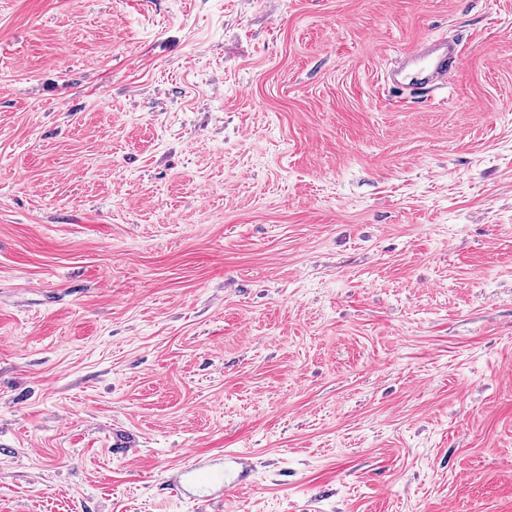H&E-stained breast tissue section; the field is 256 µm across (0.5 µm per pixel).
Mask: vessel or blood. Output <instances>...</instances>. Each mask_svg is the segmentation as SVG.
<instances>
[{
  "mask_svg": "<svg viewBox=\"0 0 512 512\" xmlns=\"http://www.w3.org/2000/svg\"><path fill=\"white\" fill-rule=\"evenodd\" d=\"M461 64V51L447 41L425 40L405 52L397 66L387 72L395 88H415L424 84H445Z\"/></svg>",
  "mask_w": 512,
  "mask_h": 512,
  "instance_id": "b4317fda",
  "label": "vessel or blood"
}]
</instances>
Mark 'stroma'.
Here are the masks:
<instances>
[{
    "label": "stroma",
    "mask_w": 512,
    "mask_h": 512,
    "mask_svg": "<svg viewBox=\"0 0 512 512\" xmlns=\"http://www.w3.org/2000/svg\"><path fill=\"white\" fill-rule=\"evenodd\" d=\"M228 451L223 512H512V0H0V512ZM461 51L455 43L425 40L405 52L386 80L395 88H416L434 83L444 85L459 69Z\"/></svg>",
    "instance_id": "1"
}]
</instances>
